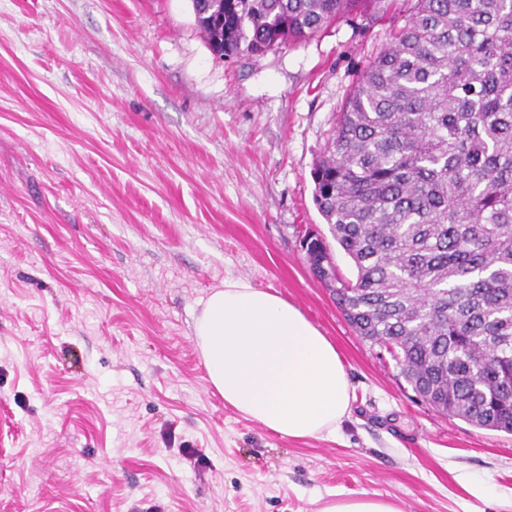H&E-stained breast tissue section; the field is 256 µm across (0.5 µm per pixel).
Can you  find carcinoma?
Listing matches in <instances>:
<instances>
[{
  "mask_svg": "<svg viewBox=\"0 0 512 512\" xmlns=\"http://www.w3.org/2000/svg\"><path fill=\"white\" fill-rule=\"evenodd\" d=\"M386 0H195L222 58L379 19ZM314 201L353 262H315L357 336L426 403L512 433V0H413L349 90L313 168Z\"/></svg>",
  "mask_w": 512,
  "mask_h": 512,
  "instance_id": "carcinoma-1",
  "label": "carcinoma"
}]
</instances>
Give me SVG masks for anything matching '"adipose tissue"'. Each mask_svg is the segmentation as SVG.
<instances>
[{"label": "adipose tissue", "mask_w": 512, "mask_h": 512, "mask_svg": "<svg viewBox=\"0 0 512 512\" xmlns=\"http://www.w3.org/2000/svg\"><path fill=\"white\" fill-rule=\"evenodd\" d=\"M194 336L225 404L284 438L335 436L350 407L345 365L276 291L225 280L196 316Z\"/></svg>", "instance_id": "ef3b65f1"}]
</instances>
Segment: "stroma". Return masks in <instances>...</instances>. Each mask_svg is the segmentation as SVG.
Masks as SVG:
<instances>
[{
    "mask_svg": "<svg viewBox=\"0 0 512 512\" xmlns=\"http://www.w3.org/2000/svg\"><path fill=\"white\" fill-rule=\"evenodd\" d=\"M409 6L220 59L192 0H0V512H512V434L424 403L300 246L330 234L313 164ZM228 278L336 345L335 437L211 387L193 323ZM321 512H402L395 504L377 495L363 493L356 498H343L336 493V499L329 501Z\"/></svg>",
    "mask_w": 512,
    "mask_h": 512,
    "instance_id": "stroma-1",
    "label": "stroma"
}]
</instances>
